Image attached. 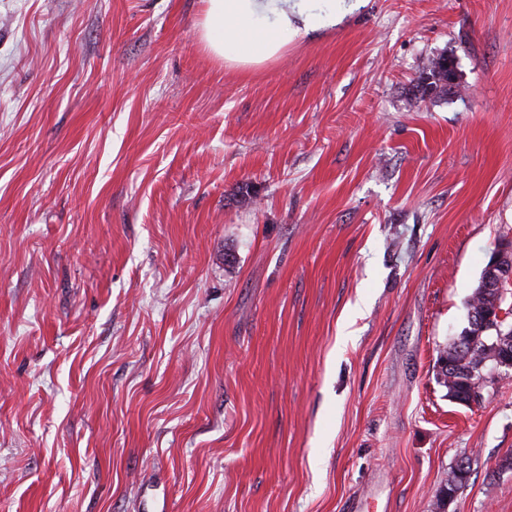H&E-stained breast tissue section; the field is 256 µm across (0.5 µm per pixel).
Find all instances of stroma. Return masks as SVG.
Returning <instances> with one entry per match:
<instances>
[{"label":"stroma","instance_id":"stroma-1","mask_svg":"<svg viewBox=\"0 0 512 512\" xmlns=\"http://www.w3.org/2000/svg\"><path fill=\"white\" fill-rule=\"evenodd\" d=\"M205 8L0 0V512H439L463 461L512 512V379L437 378L512 242V0L247 69ZM450 75H453L455 81V63L452 58L440 54L430 59L416 85L421 98L451 92L452 90H448L451 84V81L448 82Z\"/></svg>","mask_w":512,"mask_h":512}]
</instances>
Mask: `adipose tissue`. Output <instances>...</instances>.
Listing matches in <instances>:
<instances>
[{
	"label": "adipose tissue",
	"instance_id": "adipose-tissue-1",
	"mask_svg": "<svg viewBox=\"0 0 512 512\" xmlns=\"http://www.w3.org/2000/svg\"><path fill=\"white\" fill-rule=\"evenodd\" d=\"M202 39L242 67L265 63L298 35L336 25V0H205Z\"/></svg>",
	"mask_w": 512,
	"mask_h": 512
}]
</instances>
